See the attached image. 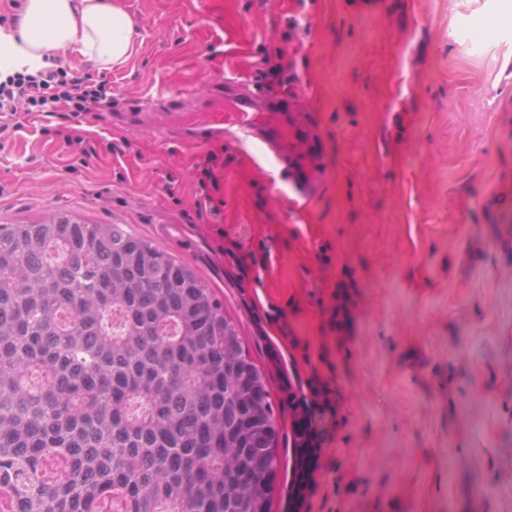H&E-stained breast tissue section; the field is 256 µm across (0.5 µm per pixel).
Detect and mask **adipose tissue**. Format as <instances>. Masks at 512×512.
Returning a JSON list of instances; mask_svg holds the SVG:
<instances>
[{
	"label": "adipose tissue",
	"instance_id": "obj_1",
	"mask_svg": "<svg viewBox=\"0 0 512 512\" xmlns=\"http://www.w3.org/2000/svg\"><path fill=\"white\" fill-rule=\"evenodd\" d=\"M136 36L134 18L114 0H25L4 43L17 63L35 70L67 48L108 69L129 60Z\"/></svg>",
	"mask_w": 512,
	"mask_h": 512
}]
</instances>
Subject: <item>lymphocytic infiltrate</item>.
Returning <instances> with one entry per match:
<instances>
[{
	"label": "lymphocytic infiltrate",
	"instance_id": "lymphocytic-infiltrate-1",
	"mask_svg": "<svg viewBox=\"0 0 512 512\" xmlns=\"http://www.w3.org/2000/svg\"><path fill=\"white\" fill-rule=\"evenodd\" d=\"M112 83L106 74L76 73L64 68H44L32 73L14 72L0 80V149L24 126L26 115L44 112L58 118V129L73 154L87 159L96 148L80 135L72 120L115 107Z\"/></svg>",
	"mask_w": 512,
	"mask_h": 512
}]
</instances>
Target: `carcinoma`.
Instances as JSON below:
<instances>
[{
    "label": "carcinoma",
    "instance_id": "obj_1",
    "mask_svg": "<svg viewBox=\"0 0 512 512\" xmlns=\"http://www.w3.org/2000/svg\"><path fill=\"white\" fill-rule=\"evenodd\" d=\"M277 403L224 304L125 224H0V512H270Z\"/></svg>",
    "mask_w": 512,
    "mask_h": 512
}]
</instances>
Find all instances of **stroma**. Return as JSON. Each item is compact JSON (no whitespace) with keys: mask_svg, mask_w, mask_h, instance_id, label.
Returning <instances> with one entry per match:
<instances>
[{"mask_svg":"<svg viewBox=\"0 0 512 512\" xmlns=\"http://www.w3.org/2000/svg\"><path fill=\"white\" fill-rule=\"evenodd\" d=\"M131 59L99 150L38 117L0 150V224H124L191 267L264 372L289 512L294 403L323 406L300 512H512V29L493 0H121ZM294 106L254 102L309 196L232 113L262 59ZM317 149L305 154L304 140ZM211 163L215 216H193Z\"/></svg>","mask_w":512,"mask_h":512,"instance_id":"obj_1","label":"stroma"}]
</instances>
